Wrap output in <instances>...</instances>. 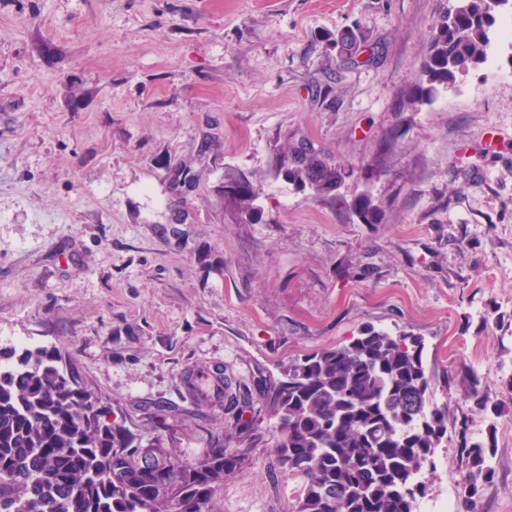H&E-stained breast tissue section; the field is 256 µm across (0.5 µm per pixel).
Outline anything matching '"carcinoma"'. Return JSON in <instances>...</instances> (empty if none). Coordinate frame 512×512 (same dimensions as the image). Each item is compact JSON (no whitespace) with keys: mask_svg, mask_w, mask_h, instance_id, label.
<instances>
[{"mask_svg":"<svg viewBox=\"0 0 512 512\" xmlns=\"http://www.w3.org/2000/svg\"><path fill=\"white\" fill-rule=\"evenodd\" d=\"M508 0H453L430 29L429 52L412 104L487 58L493 11ZM352 57L366 42L359 27L332 36ZM280 168L317 197L347 204L348 172L313 152H281ZM253 182L233 201L252 216ZM419 336L364 327L348 343L293 361L275 380L271 409L280 432L274 451L303 478L291 512H413L427 490L418 480L448 434V403L432 398ZM0 512H219L217 491L244 452L217 438L207 454L183 462L109 419L74 367L44 349L0 350ZM475 407L496 415L498 400L473 389ZM463 512H477L496 471L493 449L460 428Z\"/></svg>","mask_w":512,"mask_h":512,"instance_id":"cac0c4a2","label":"carcinoma"}]
</instances>
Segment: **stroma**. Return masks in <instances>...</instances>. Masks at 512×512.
Listing matches in <instances>:
<instances>
[{
    "mask_svg": "<svg viewBox=\"0 0 512 512\" xmlns=\"http://www.w3.org/2000/svg\"><path fill=\"white\" fill-rule=\"evenodd\" d=\"M448 0H0V332L53 347L143 441L245 450L222 512H289L270 384L371 325L422 337L437 402L512 512V41L412 105ZM360 25L345 60L330 33ZM310 142L380 223L278 174ZM260 189L242 220L224 176ZM221 374L246 404L196 401ZM501 403L480 413L472 377ZM437 448L427 498L461 479Z\"/></svg>",
    "mask_w": 512,
    "mask_h": 512,
    "instance_id": "35a3bbf8",
    "label": "stroma"
}]
</instances>
